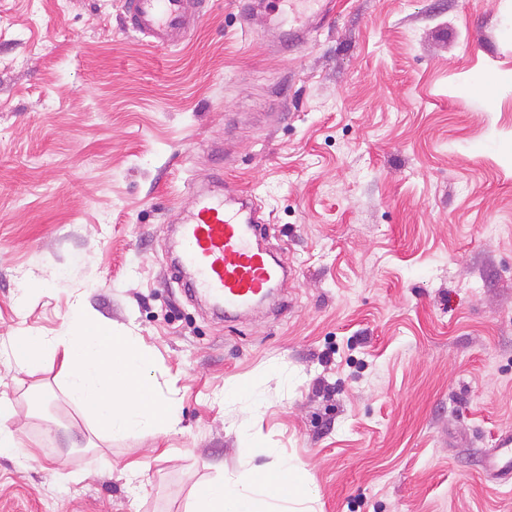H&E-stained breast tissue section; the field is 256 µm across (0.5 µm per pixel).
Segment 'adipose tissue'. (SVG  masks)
Listing matches in <instances>:
<instances>
[{
	"label": "adipose tissue",
	"mask_w": 512,
	"mask_h": 512,
	"mask_svg": "<svg viewBox=\"0 0 512 512\" xmlns=\"http://www.w3.org/2000/svg\"><path fill=\"white\" fill-rule=\"evenodd\" d=\"M298 469V464L282 458L275 468L219 483L214 490L201 489L190 512H288L286 503L298 491Z\"/></svg>",
	"instance_id": "1"
}]
</instances>
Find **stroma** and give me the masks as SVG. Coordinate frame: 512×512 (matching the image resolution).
I'll return each mask as SVG.
<instances>
[{"mask_svg": "<svg viewBox=\"0 0 512 512\" xmlns=\"http://www.w3.org/2000/svg\"><path fill=\"white\" fill-rule=\"evenodd\" d=\"M240 8L156 49L121 0H0V512H187L268 448L311 512H512L483 470L512 431V0H340L290 50ZM219 179L296 273L285 312L170 279ZM77 306L148 352L174 429L100 434L62 358L19 368Z\"/></svg>", "mask_w": 512, "mask_h": 512, "instance_id": "stroma-1", "label": "stroma"}]
</instances>
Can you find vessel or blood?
<instances>
[{"label": "vessel or blood", "mask_w": 512, "mask_h": 512, "mask_svg": "<svg viewBox=\"0 0 512 512\" xmlns=\"http://www.w3.org/2000/svg\"><path fill=\"white\" fill-rule=\"evenodd\" d=\"M335 7V0H288L291 19L283 33L285 42L294 47L307 44L313 28L333 15ZM124 13L126 30L160 47L181 44L200 19L197 0H124ZM179 233L175 268L187 277V293L225 312L250 309L288 276L287 269L261 248L265 227L247 195L199 194ZM484 467L499 486L512 488L511 434L501 437Z\"/></svg>", "instance_id": "vessel-or-blood-1"}]
</instances>
